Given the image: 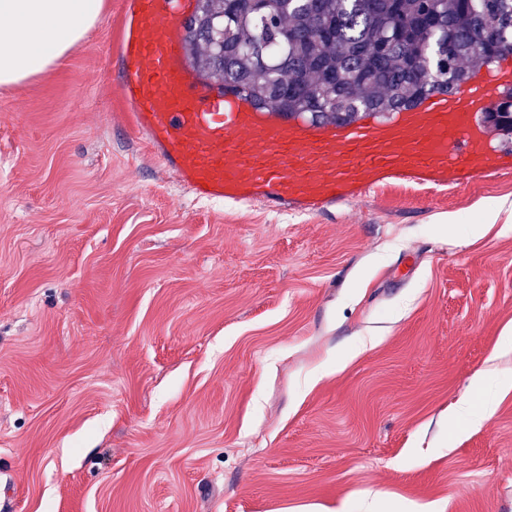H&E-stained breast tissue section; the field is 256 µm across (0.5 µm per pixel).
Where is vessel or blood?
Wrapping results in <instances>:
<instances>
[{
  "label": "vessel or blood",
  "mask_w": 512,
  "mask_h": 512,
  "mask_svg": "<svg viewBox=\"0 0 512 512\" xmlns=\"http://www.w3.org/2000/svg\"><path fill=\"white\" fill-rule=\"evenodd\" d=\"M117 63L125 117L197 198L322 210L386 180L438 187L489 177L503 163L486 138L493 97L512 89V60L457 93H437L384 120L314 124L258 108L202 79L185 52L191 0H124Z\"/></svg>",
  "instance_id": "obj_1"
}]
</instances>
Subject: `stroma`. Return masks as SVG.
Listing matches in <instances>:
<instances>
[{
    "label": "stroma",
    "instance_id": "1",
    "mask_svg": "<svg viewBox=\"0 0 512 512\" xmlns=\"http://www.w3.org/2000/svg\"><path fill=\"white\" fill-rule=\"evenodd\" d=\"M122 30L105 0L0 88V512H512V170L195 198L123 118ZM486 416L487 409L475 410L468 401H459L455 407L448 411V419L450 421L463 417L472 428L481 426Z\"/></svg>",
    "mask_w": 512,
    "mask_h": 512
}]
</instances>
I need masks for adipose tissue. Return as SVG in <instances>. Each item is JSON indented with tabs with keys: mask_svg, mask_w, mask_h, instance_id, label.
<instances>
[{
	"mask_svg": "<svg viewBox=\"0 0 512 512\" xmlns=\"http://www.w3.org/2000/svg\"><path fill=\"white\" fill-rule=\"evenodd\" d=\"M104 0H0V87L48 73L99 20Z\"/></svg>",
	"mask_w": 512,
	"mask_h": 512,
	"instance_id": "ef3b65f1",
	"label": "adipose tissue"
}]
</instances>
